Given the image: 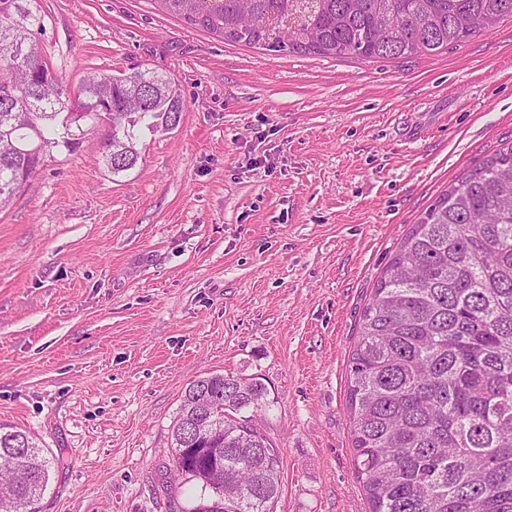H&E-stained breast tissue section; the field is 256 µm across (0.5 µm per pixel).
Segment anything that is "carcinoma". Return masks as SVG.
<instances>
[{"mask_svg": "<svg viewBox=\"0 0 512 512\" xmlns=\"http://www.w3.org/2000/svg\"><path fill=\"white\" fill-rule=\"evenodd\" d=\"M224 40L275 53L397 60L448 49L512 19V0H158ZM39 0H0V208L56 154L107 128L102 157L132 169L141 129L172 130L183 100L152 71L91 70L75 85L44 60ZM23 102L26 111H15ZM208 389L224 434V482L191 451L195 394ZM261 382L214 374L185 391L173 462L211 504L266 512L278 448L250 427ZM354 468L369 512H512V143L438 196L385 267L366 304L347 376ZM33 438L0 430V512H24L49 479Z\"/></svg>", "mask_w": 512, "mask_h": 512, "instance_id": "obj_1", "label": "carcinoma"}]
</instances>
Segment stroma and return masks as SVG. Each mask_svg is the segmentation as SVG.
Here are the masks:
<instances>
[{
    "label": "stroma",
    "mask_w": 512,
    "mask_h": 512,
    "mask_svg": "<svg viewBox=\"0 0 512 512\" xmlns=\"http://www.w3.org/2000/svg\"><path fill=\"white\" fill-rule=\"evenodd\" d=\"M69 82L132 67L184 112L110 174L102 130L0 211V424L50 459L36 512H188L173 427L192 382L265 385L272 512H368L347 373L413 224L512 141V20L361 61L224 41L154 0H40Z\"/></svg>",
    "instance_id": "stroma-1"
}]
</instances>
